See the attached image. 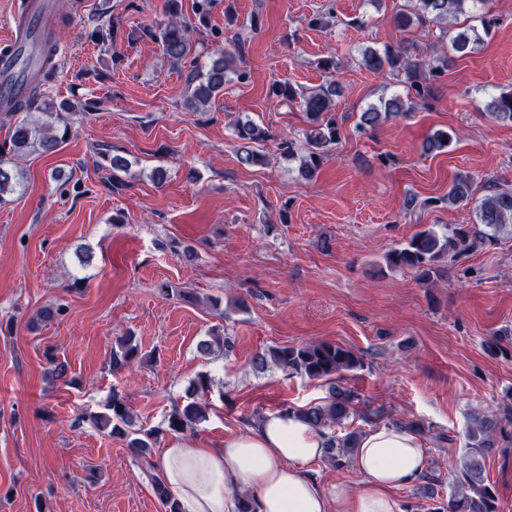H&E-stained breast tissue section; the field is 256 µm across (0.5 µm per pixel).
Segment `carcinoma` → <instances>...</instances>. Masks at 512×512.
<instances>
[{"label": "carcinoma", "mask_w": 512, "mask_h": 512, "mask_svg": "<svg viewBox=\"0 0 512 512\" xmlns=\"http://www.w3.org/2000/svg\"><path fill=\"white\" fill-rule=\"evenodd\" d=\"M485 0H410L391 17V21L406 31L429 24H446L448 18L471 15L468 23L457 28L450 41L442 45V53L427 60L410 54L409 47H385L381 50L366 47L361 50V64L368 70L385 75L391 74L402 84L404 93L380 100L360 113L357 128L372 129L392 116L406 115L414 107L427 100L430 83L438 80L448 69L452 55L460 57L472 52L475 45L490 35L497 19L488 13L477 12L478 5ZM164 23L144 28V33L160 42L163 55L172 65L179 67L189 62L193 71L189 73L190 95L185 99V109L195 111L208 105L224 91L228 81L226 71L234 61L231 55L206 69L198 65L196 49L189 36V25L183 18L182 0H165ZM56 45L43 49L39 69L43 70L39 87L31 96L18 94L10 99L12 110L0 113V125H8L7 133L0 142V206L15 201V196L25 190L26 173L23 161L33 153H49L58 150L70 136L69 116L73 107L61 103L40 92V87L54 80L57 68L54 64ZM278 100L301 102L308 119L304 131L305 144L297 146L292 139L280 143L281 154L298 160V173L312 179L321 163L338 141V119L336 96L338 87L332 81L326 86L305 92L286 81H275L268 92ZM485 111L495 121L512 122V90L502 91L490 98ZM235 134L240 141L238 160L245 166L262 167L267 157L256 145L271 138L269 129L253 120L238 121ZM457 133L438 131L423 143L426 154L442 153L452 145ZM104 167L112 172H125L130 162L119 154L101 153ZM474 181L469 174H459L449 187L448 195L440 202L454 207L468 203L474 196ZM476 221L473 224L450 226L440 234L433 227L416 232L405 244L383 257L390 270L409 269L425 282L441 277L448 262H456L474 251L498 243L502 238L512 239V191L491 186L475 205ZM140 355V349L132 336L116 339L109 360L110 370L118 373L129 367ZM258 369L273 365L288 374L322 380L327 384V396L318 404L309 407L287 408L311 428L326 437V460L340 469L353 457L362 436L359 431L344 434L337 428L357 416L367 423L378 422L387 417L382 408L360 400V395L343 385L346 373L363 365V360L353 350L328 342L310 343L300 346H270L252 358ZM211 379L199 374L186 390V402L176 404L166 415L165 429H147L136 425L132 410L118 394L112 395L107 411L93 413L87 420L98 430L111 437L127 439L136 455L152 465V442L162 431L183 433L194 429V425L205 418L198 398L210 389ZM512 418L497 413L476 412L471 415L466 431L465 455L448 472V485L452 494L448 501V512H497V491L486 474L487 458L502 448L512 447ZM151 486L165 512H180L179 504L162 476L152 474Z\"/></svg>", "instance_id": "carcinoma-1"}]
</instances>
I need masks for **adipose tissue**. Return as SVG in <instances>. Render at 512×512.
<instances>
[{"instance_id":"obj_1","label":"adipose tissue","mask_w":512,"mask_h":512,"mask_svg":"<svg viewBox=\"0 0 512 512\" xmlns=\"http://www.w3.org/2000/svg\"><path fill=\"white\" fill-rule=\"evenodd\" d=\"M325 438L294 414L281 411L255 420L245 433L225 437L219 448L184 437L163 449L162 476L181 512H237L248 493L255 512H404L396 490L427 469L418 434L392 425L365 432L355 450L358 486L325 487L304 468L324 454Z\"/></svg>"}]
</instances>
